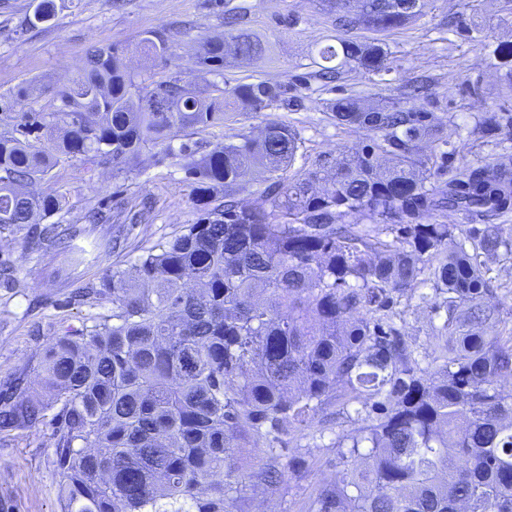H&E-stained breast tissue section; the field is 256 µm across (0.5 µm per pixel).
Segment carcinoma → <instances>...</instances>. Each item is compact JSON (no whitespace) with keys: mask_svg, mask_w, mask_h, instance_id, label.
I'll return each instance as SVG.
<instances>
[{"mask_svg":"<svg viewBox=\"0 0 512 512\" xmlns=\"http://www.w3.org/2000/svg\"><path fill=\"white\" fill-rule=\"evenodd\" d=\"M328 3L344 32L319 49V76L335 79L341 66L375 71L385 60L382 42L352 31L404 27L426 0ZM57 11L56 0H39L24 26ZM139 49L162 61L169 37L151 31ZM261 50L227 31L199 44L198 62L213 72ZM490 54L512 74V43ZM124 59L117 44L89 49L55 112L33 110L27 89L12 99L14 124L0 132L1 234L67 205L58 191L23 190L63 158L88 167L107 158L121 170L144 148L224 121L229 107L261 112L287 94L261 81L207 100L177 76L140 86ZM331 108L336 124L374 133L332 172L283 182L299 138L277 122L187 163L196 223L103 276L96 294L111 313L49 342L31 367L36 387L18 382L0 395V434L51 428L61 512H230L256 439L308 425L331 398L370 401L375 417L348 438L343 469L308 512H512V336L486 333L499 308L479 260L512 256V225L494 223L512 211V164L450 165L432 186L443 156L422 155L419 144H449L455 129L398 102L342 97ZM42 131L54 138L51 153L31 140ZM472 134L512 138V112L480 116ZM257 163L269 185L244 206L237 186ZM217 187L224 202L212 207ZM448 212L469 223L429 222ZM37 238L75 265L86 260L76 236L53 224ZM440 254L430 275L435 293L448 294V336L425 371L392 308ZM285 473L275 461L256 479L273 488Z\"/></svg>","mask_w":512,"mask_h":512,"instance_id":"obj_1","label":"carcinoma"}]
</instances>
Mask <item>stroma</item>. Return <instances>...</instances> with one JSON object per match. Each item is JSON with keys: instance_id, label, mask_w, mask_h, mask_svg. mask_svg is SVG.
Masks as SVG:
<instances>
[{"instance_id": "stroma-1", "label": "stroma", "mask_w": 512, "mask_h": 512, "mask_svg": "<svg viewBox=\"0 0 512 512\" xmlns=\"http://www.w3.org/2000/svg\"><path fill=\"white\" fill-rule=\"evenodd\" d=\"M32 0H0V96L10 97L35 83L40 91L32 106L53 112L56 90L82 72L90 44L126 46L127 64L138 80L149 83L180 75L195 93L211 94L213 85L259 80L288 85L287 98L260 112L228 111L223 123L177 133L170 146L146 148L123 171L103 159L86 170L78 159L60 161L44 190L66 194L69 207L53 215L58 224L77 229L78 244L124 233L119 250L88 266L72 269L55 250L35 246L27 232L0 234V260L12 264L18 287H0V389L16 378H29V364L55 336L91 325L110 314L111 305L94 294L76 296L79 288L98 285L109 270L126 268L141 254L164 244L195 223L200 206L186 172L188 158H202L216 144L237 143L270 122L298 133L294 171L332 162L343 152L361 148L369 131L337 125L330 104L343 96L401 101L410 85L424 82L429 96L416 107L454 124L452 144L459 158L486 162L512 155V139L475 140L471 130L486 112L512 111V77L489 58L485 44L512 41V12L500 0H428L414 23L382 33L386 49L377 71L342 67L327 83L317 74L318 50L336 33L337 14L324 0H66L54 20L34 29L21 28ZM236 14V29L257 36L263 53L245 63H228L221 73H201L200 40L224 34L225 18ZM169 36L168 60L148 62L137 44L146 32ZM140 223L129 224L134 212ZM496 289L491 301L501 310L495 333L512 334V260L486 261ZM432 283L400 297L395 323L415 348L421 369H431L442 343L445 309L422 302ZM370 407L320 405L307 427L281 435L284 460L294 469L273 491L245 489L231 512H307L317 489L341 468L347 436L369 424ZM60 475L47 428L0 434V512H60Z\"/></svg>"}]
</instances>
